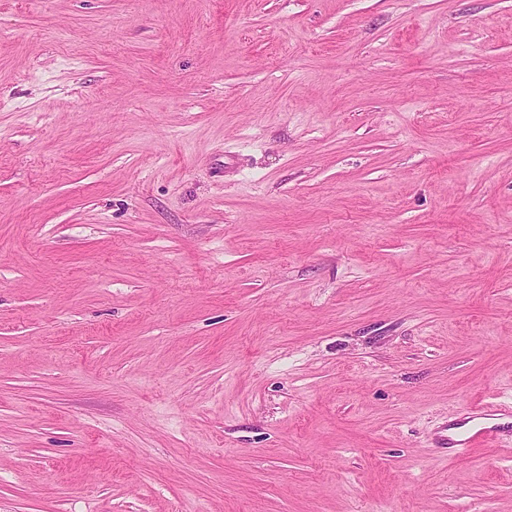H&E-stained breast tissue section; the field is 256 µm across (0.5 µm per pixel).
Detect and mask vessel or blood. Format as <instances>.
I'll return each instance as SVG.
<instances>
[{"instance_id": "b4317fda", "label": "vessel or blood", "mask_w": 512, "mask_h": 512, "mask_svg": "<svg viewBox=\"0 0 512 512\" xmlns=\"http://www.w3.org/2000/svg\"><path fill=\"white\" fill-rule=\"evenodd\" d=\"M511 410L493 402L469 409L466 417L440 428L436 443L441 448H477L491 441L500 442L506 429L499 419Z\"/></svg>"}]
</instances>
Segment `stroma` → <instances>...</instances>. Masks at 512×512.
Masks as SVG:
<instances>
[{"mask_svg":"<svg viewBox=\"0 0 512 512\" xmlns=\"http://www.w3.org/2000/svg\"><path fill=\"white\" fill-rule=\"evenodd\" d=\"M512 0H0V512H512ZM509 406L487 402L476 408H469L467 417L444 424L436 436L438 448H478L489 441L501 444L502 450L511 457L510 445L502 444V437L508 430L502 424L487 420L499 419L509 412ZM448 430H456L448 435Z\"/></svg>","mask_w":512,"mask_h":512,"instance_id":"35a3bbf8","label":"stroma"}]
</instances>
